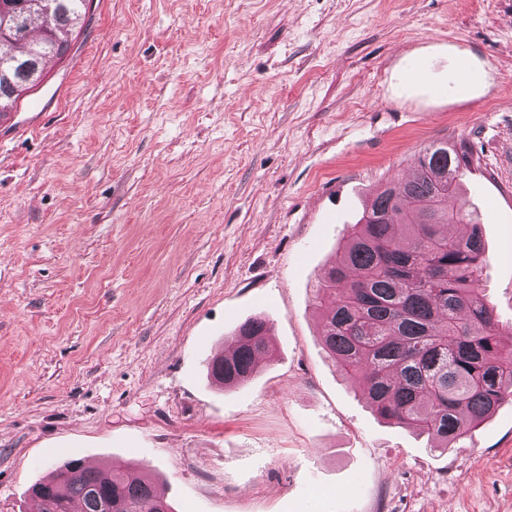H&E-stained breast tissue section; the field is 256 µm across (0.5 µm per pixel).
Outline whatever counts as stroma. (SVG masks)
Returning <instances> with one entry per match:
<instances>
[{
  "label": "stroma",
  "mask_w": 512,
  "mask_h": 512,
  "mask_svg": "<svg viewBox=\"0 0 512 512\" xmlns=\"http://www.w3.org/2000/svg\"><path fill=\"white\" fill-rule=\"evenodd\" d=\"M461 139L507 329L512 0H93L0 126V512L85 457L174 512H512V402L430 450L310 305L371 193ZM254 316L275 354L219 389L206 362Z\"/></svg>",
  "instance_id": "obj_1"
}]
</instances>
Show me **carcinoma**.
Wrapping results in <instances>:
<instances>
[{
  "instance_id": "1",
  "label": "carcinoma",
  "mask_w": 512,
  "mask_h": 512,
  "mask_svg": "<svg viewBox=\"0 0 512 512\" xmlns=\"http://www.w3.org/2000/svg\"><path fill=\"white\" fill-rule=\"evenodd\" d=\"M90 0H0V116L38 86L83 26ZM473 165L464 140L419 152L412 180L386 183L336 248L312 305L337 369L360 383L373 411L456 448L496 409L512 402V337L504 339L481 292L485 244L464 214L459 176ZM267 323L251 318L208 364L226 389L271 360ZM117 461L100 474L71 460L30 488L39 512H172L149 476Z\"/></svg>"
}]
</instances>
